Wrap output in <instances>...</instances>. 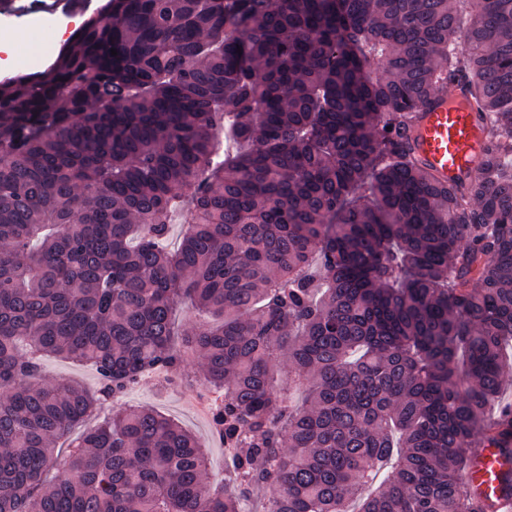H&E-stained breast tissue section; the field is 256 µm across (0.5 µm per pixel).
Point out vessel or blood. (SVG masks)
<instances>
[{"label": "vessel or blood", "instance_id": "vessel-or-blood-1", "mask_svg": "<svg viewBox=\"0 0 512 512\" xmlns=\"http://www.w3.org/2000/svg\"><path fill=\"white\" fill-rule=\"evenodd\" d=\"M489 134L487 120L472 112L459 90L437 95L426 111L417 113L408 131L411 155L436 179L472 182L477 177ZM507 464L498 449L481 451V462L470 478L480 484L495 504L496 512H512V499L499 491L498 473Z\"/></svg>", "mask_w": 512, "mask_h": 512}]
</instances>
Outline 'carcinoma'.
<instances>
[{"label": "carcinoma", "instance_id": "obj_1", "mask_svg": "<svg viewBox=\"0 0 512 512\" xmlns=\"http://www.w3.org/2000/svg\"><path fill=\"white\" fill-rule=\"evenodd\" d=\"M468 2L459 50L460 0H102L0 79V512H493L467 480L488 447L512 496V405L485 419L512 380V0ZM455 87L491 127L468 186L406 143ZM183 300L215 322L180 350ZM194 355L228 489L150 407L60 456ZM46 357L99 387L44 383Z\"/></svg>", "mask_w": 512, "mask_h": 512}]
</instances>
